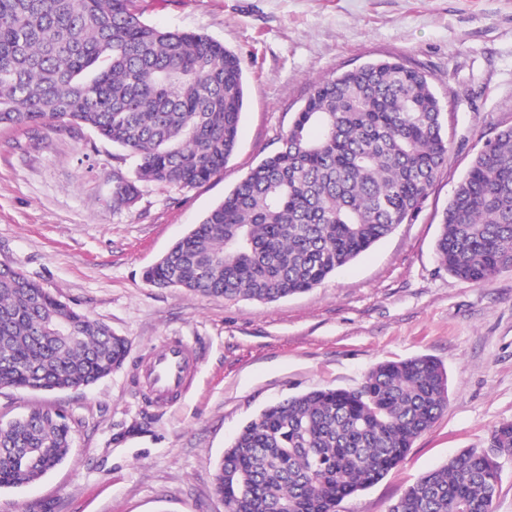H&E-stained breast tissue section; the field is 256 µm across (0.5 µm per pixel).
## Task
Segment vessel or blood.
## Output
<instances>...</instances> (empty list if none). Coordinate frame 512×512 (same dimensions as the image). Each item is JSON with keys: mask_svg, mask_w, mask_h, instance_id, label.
Masks as SVG:
<instances>
[{"mask_svg": "<svg viewBox=\"0 0 512 512\" xmlns=\"http://www.w3.org/2000/svg\"><path fill=\"white\" fill-rule=\"evenodd\" d=\"M190 361V353L176 340L149 354L142 376L157 402H166L187 388Z\"/></svg>", "mask_w": 512, "mask_h": 512, "instance_id": "b4317fda", "label": "vessel or blood"}]
</instances>
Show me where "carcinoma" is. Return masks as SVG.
Instances as JSON below:
<instances>
[{
	"label": "carcinoma",
	"mask_w": 512,
	"mask_h": 512,
	"mask_svg": "<svg viewBox=\"0 0 512 512\" xmlns=\"http://www.w3.org/2000/svg\"><path fill=\"white\" fill-rule=\"evenodd\" d=\"M239 56L212 37L160 29L134 0H0V126L87 127L136 162L138 183L193 188L234 153L245 107ZM448 162L431 77L370 61L317 82L276 152L145 271L159 288L275 302L320 285L411 220ZM452 276L512 269V129L472 160L435 244ZM129 341L0 262V389L86 388L119 368ZM448 407V374L427 355L374 365L351 390L292 395L245 423L217 464L225 512H339L378 483ZM72 427L35 408L0 424V490L66 457ZM489 454L468 448L420 477L390 512H490L512 423Z\"/></svg>",
	"instance_id": "obj_1"
}]
</instances>
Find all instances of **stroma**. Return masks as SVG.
Returning <instances> with one entry per match:
<instances>
[{
	"label": "stroma",
	"instance_id": "1",
	"mask_svg": "<svg viewBox=\"0 0 512 512\" xmlns=\"http://www.w3.org/2000/svg\"><path fill=\"white\" fill-rule=\"evenodd\" d=\"M143 19L209 35L238 54L246 101L221 174L191 189L145 185L112 204L121 148L84 129L0 127V262L125 336L123 367L82 390H0V420L65 411V461L0 491V512H224L216 464L265 406L352 389L374 364L428 355L448 408L380 482L339 512H390L421 476L512 422V269L480 284L438 261L440 216L485 142L512 126V0H136ZM373 59L431 76L448 164L413 219L308 292L273 303L158 288L143 277L267 154L314 82ZM178 338L199 358L182 399L160 407L136 379L142 354Z\"/></svg>",
	"mask_w": 512,
	"mask_h": 512
}]
</instances>
